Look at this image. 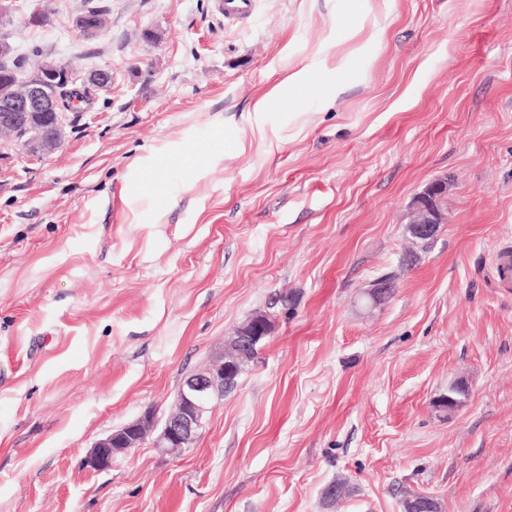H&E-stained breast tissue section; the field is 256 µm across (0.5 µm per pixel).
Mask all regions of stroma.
Instances as JSON below:
<instances>
[{"mask_svg":"<svg viewBox=\"0 0 512 512\" xmlns=\"http://www.w3.org/2000/svg\"><path fill=\"white\" fill-rule=\"evenodd\" d=\"M13 5L15 53L112 82L50 157L0 135V512H512V0H112L92 39L86 0ZM258 312L191 448L84 465ZM214 11L228 21L247 18L254 6V0H213ZM307 76V71L304 68H302L297 71H294L291 74H288V77L284 80V82L287 83L288 87L300 88L307 79ZM320 83V78L317 75L311 74L307 79V82L303 87L302 92L305 93L307 97H314L319 92ZM444 193V183L434 181L419 194L412 204V223L407 226V232L415 240H429L445 223V214L440 203Z\"/></svg>","mask_w":512,"mask_h":512,"instance_id":"35a3bbf8","label":"stroma"}]
</instances>
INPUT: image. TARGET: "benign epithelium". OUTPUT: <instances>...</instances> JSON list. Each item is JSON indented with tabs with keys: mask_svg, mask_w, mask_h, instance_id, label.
Instances as JSON below:
<instances>
[{
	"mask_svg": "<svg viewBox=\"0 0 512 512\" xmlns=\"http://www.w3.org/2000/svg\"><path fill=\"white\" fill-rule=\"evenodd\" d=\"M77 28L87 38L99 34L103 19L88 21L82 15ZM17 78L6 72L0 83V127L19 133L17 145L28 155L42 157L56 151L63 143L65 116L61 100L44 94L43 85L52 83L62 89H72L77 82L76 68L67 61L47 63L20 86H14ZM444 183L434 181L419 194L412 204V223L407 232L415 240H429L445 223V214L440 203ZM270 335L268 317L255 315L247 325L236 333L239 347L238 358L242 364H224V356L215 358L206 367L194 371L183 379L173 409L157 425L155 415L149 412L139 419L96 440L86 453L83 463L93 470L112 468V458L122 452L140 447L148 436H153L152 445L171 454L190 447L205 427L210 403L224 396V382L235 379L236 374L246 369L249 354L256 345Z\"/></svg>",
	"mask_w": 512,
	"mask_h": 512,
	"instance_id": "benign-epithelium-1",
	"label": "benign epithelium"
}]
</instances>
